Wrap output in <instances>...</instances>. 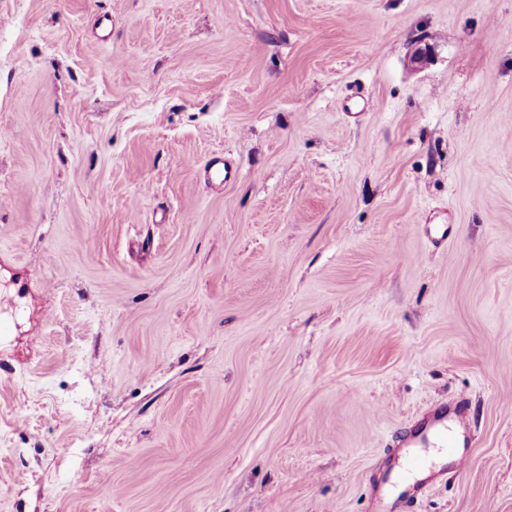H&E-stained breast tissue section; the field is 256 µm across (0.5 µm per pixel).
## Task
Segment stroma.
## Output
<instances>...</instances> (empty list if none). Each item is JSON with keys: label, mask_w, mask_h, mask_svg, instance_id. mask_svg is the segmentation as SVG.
Masks as SVG:
<instances>
[{"label": "stroma", "mask_w": 512, "mask_h": 512, "mask_svg": "<svg viewBox=\"0 0 512 512\" xmlns=\"http://www.w3.org/2000/svg\"><path fill=\"white\" fill-rule=\"evenodd\" d=\"M1 325L0 512H512V0H0ZM464 428L465 416L462 408L448 411V407L443 406L435 408L416 429L401 437L396 448L389 454L391 456L400 448L401 454L405 456V472L397 474L396 477L399 480H405L416 474L423 475L409 485L406 492L411 487L417 491L422 479L437 475L435 471L429 470L431 465L420 448H431L430 455L436 460L445 454L439 448H446L448 455L453 457L457 469L463 468L467 464L466 452L459 449L465 448L467 444ZM437 443L440 445L438 446ZM391 476L392 471L388 469L382 483L374 486L372 494L373 512H394L398 508V499H392L384 491V486L390 481Z\"/></svg>", "instance_id": "stroma-1"}]
</instances>
